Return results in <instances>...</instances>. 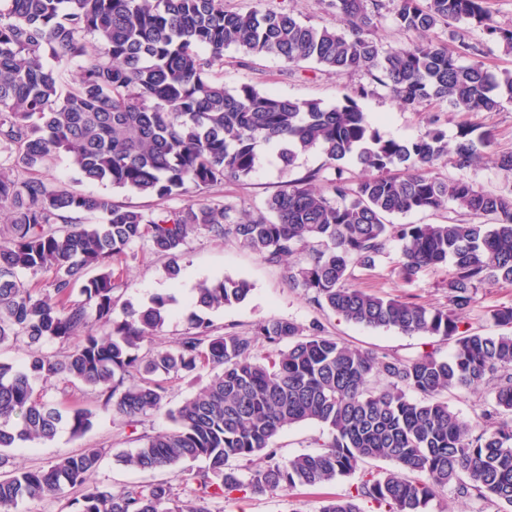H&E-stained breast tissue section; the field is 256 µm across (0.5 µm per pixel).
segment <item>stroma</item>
<instances>
[{
	"instance_id": "obj_1",
	"label": "stroma",
	"mask_w": 512,
	"mask_h": 512,
	"mask_svg": "<svg viewBox=\"0 0 512 512\" xmlns=\"http://www.w3.org/2000/svg\"><path fill=\"white\" fill-rule=\"evenodd\" d=\"M224 7L239 13L282 8L313 25L329 27L335 23L334 16L321 0H224ZM431 37L451 49L456 48L462 39L476 44L483 50V61L489 69L512 71V46L488 38L474 24H441L434 29ZM223 80L225 87L231 90L249 84L260 91H272L290 99L316 101L325 107L336 106L347 93L359 88L365 89L366 94L359 98L358 103L369 115L380 135L386 138L413 139L432 119L436 120L451 143L457 141L464 129L469 130L474 139L485 132H492L494 139L489 147L484 148V158L478 164L462 170L455 166L452 155L447 154L440 160L435 174L444 180L467 178L488 192H512V172L501 169L493 161L494 154L512 150V101H503L494 112H458L444 103L411 108L399 104L386 88L373 83L365 71L336 76L324 72L312 62L291 66L277 58L244 54L234 46L224 50ZM257 152V168L249 179L241 182L227 181L212 187L205 192V200L214 205H228L254 216L264 212L265 202L271 195L288 188L309 172L317 171L324 177L332 174L325 156L317 149L299 155L289 167L280 162L272 146H259ZM0 166L11 169L19 180L35 174L48 183L87 194L103 195L116 204L131 206L146 214L163 208H178L186 202L182 196L160 199L105 183L85 181L63 154L49 167L33 173L18 164L14 149L0 145ZM399 251L398 242H390L386 255L377 261L375 268H355L356 283L381 296L400 297L430 307L447 305V268L430 269L419 274L413 281H406L397 268ZM166 264V259L154 253L145 242L132 245L119 264L124 285L115 294L114 318H123L126 307L148 305L152 297L157 295L173 299L172 314L162 331L142 344L141 349L145 352L169 347L182 336L189 328L188 314L199 284L225 278L246 280L251 291L242 302L205 311L206 321L218 333L231 331L249 336L258 324L277 318L294 322L303 328L314 323L321 324L326 335L350 347L380 356L407 358L432 349L446 356L454 347L450 339L405 334L395 329L364 327L346 322L331 312L322 311L309 304L298 290L289 286L283 268L263 263L232 239L215 241L206 234H197L188 242L186 253L179 262L180 272L177 277L167 275ZM478 298L479 302L473 310L461 314L462 328L484 334L498 333L499 328L491 319L490 312L499 307L512 306V285L500 284L482 289ZM34 390L63 405L95 411L96 417L92 429L83 437H71L68 430L63 428L53 440L34 443L28 449L15 452L14 462L17 467L40 469L50 465L57 457L73 455L86 448H97L103 457L99 468L90 478L91 484L119 490L131 485H148L168 480L180 500L192 499L195 488L192 481L173 476L166 470H133L120 460L122 454L139 447L146 436L170 428L171 422L165 411L131 422L101 411L95 391L86 386L40 381L35 384ZM327 437L325 427L308 422L284 427L276 442L281 457L286 459L311 451L316 440ZM355 483V478L351 477L329 486L325 491L282 487L264 494L234 492L211 500L209 508L211 512H318L324 493L344 495Z\"/></svg>"
}]
</instances>
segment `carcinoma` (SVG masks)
<instances>
[{"label":"carcinoma","instance_id":"carcinoma-1","mask_svg":"<svg viewBox=\"0 0 512 512\" xmlns=\"http://www.w3.org/2000/svg\"><path fill=\"white\" fill-rule=\"evenodd\" d=\"M336 25L318 27L284 10L241 14L223 0H0V144L34 170L65 153L81 177L165 199L202 193L250 177L261 143L278 148L286 166L317 148L334 170L322 188L318 173L266 202L267 214L238 217L233 208L190 200L154 214L115 205L104 196L55 188L37 177L17 181L0 168V211L9 212L8 244L0 245V346L23 342L18 365L0 362V512L28 498L60 497L85 485L102 459L98 448L58 458L38 470L17 468L10 451L49 440L65 428L79 438L95 413L63 408L34 394L37 381L92 388L101 408L130 421L164 406L169 376L215 369L207 385L167 412L173 428L145 438L122 462L137 470L191 474L195 498L174 499L168 483L121 490L91 486L77 512H210L208 501L249 489L316 488L349 477L364 464L354 491L327 496L319 512H426L453 490L471 512H512V334L459 331L457 314L478 304L479 289L512 284V196L432 175L448 154L445 134L430 126L415 139L382 138L354 96L324 107L243 85L230 92L215 68L234 44L251 55L289 64L313 61L342 74L364 70L404 106L446 101L464 112H491L512 100V72L491 71L480 49L461 42L454 53L431 39L385 50L374 38L383 0H326ZM395 22L426 34L467 20L512 44V30L494 25L484 0H395ZM76 62V85L64 92L46 66ZM468 57L469 62L462 61ZM460 133L456 166L476 165L479 146ZM355 161L374 175L352 181ZM470 217L446 224H391L387 217L447 206ZM99 213L101 224L75 216ZM491 216L493 223L479 218ZM63 226H57V223ZM233 238L264 263L285 266L309 304L372 328L455 339L448 358L379 357L351 348L314 324L272 319L254 335H212L201 312L240 303L250 284L224 279L199 285L190 328L148 356L141 344L169 319L171 300L128 308L112 317L119 281L112 261L146 241L169 260L174 276L198 232ZM400 243L403 278L451 265L448 305L437 308L370 294L354 268H371L390 240ZM99 274L88 276L89 269ZM51 269L54 298L39 297L19 277ZM79 289L84 301L71 300ZM272 347L263 360L255 337ZM68 344L58 358L47 341ZM492 384V403L468 423L441 395ZM315 421L329 433L312 452L288 460L275 439L285 426ZM242 459L241 471L229 465Z\"/></svg>","mask_w":512,"mask_h":512}]
</instances>
